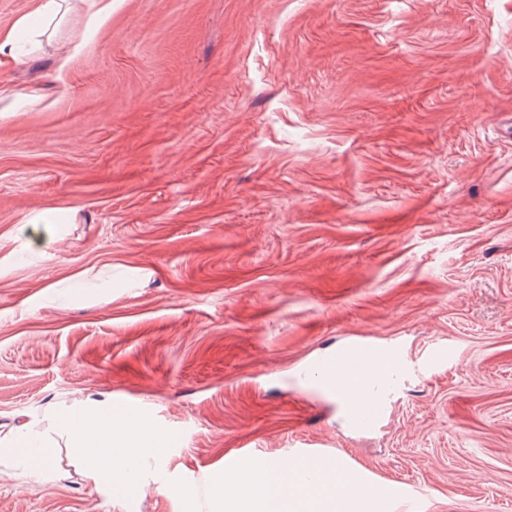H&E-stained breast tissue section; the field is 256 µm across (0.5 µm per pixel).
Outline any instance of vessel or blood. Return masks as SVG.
I'll list each match as a JSON object with an SVG mask.
<instances>
[{"label":"vessel or blood","instance_id":"obj_1","mask_svg":"<svg viewBox=\"0 0 512 512\" xmlns=\"http://www.w3.org/2000/svg\"><path fill=\"white\" fill-rule=\"evenodd\" d=\"M307 370L321 379L328 391L358 390L360 399L350 414V421L372 427L381 415L380 392L409 372L410 366L400 352H388L372 343L352 341L336 354L314 359Z\"/></svg>","mask_w":512,"mask_h":512}]
</instances>
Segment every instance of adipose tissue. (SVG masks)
<instances>
[{"mask_svg": "<svg viewBox=\"0 0 512 512\" xmlns=\"http://www.w3.org/2000/svg\"><path fill=\"white\" fill-rule=\"evenodd\" d=\"M66 0H37L35 9L19 18L13 28L0 32V87L9 81L10 68L24 60L17 43L19 31L40 37L65 20ZM71 445L83 456L86 472L95 484L128 489L136 484L138 463L155 446L149 428L138 419H124L115 428L110 411L82 409L56 418ZM0 453L11 457L19 476L51 481L48 444L27 434L0 440ZM321 475L317 495L303 492L295 465L272 459L246 461L239 470L238 489L225 496L224 512H372L374 495L362 494L340 473L339 464L316 463Z\"/></svg>", "mask_w": 512, "mask_h": 512, "instance_id": "adipose-tissue-1", "label": "adipose tissue"}]
</instances>
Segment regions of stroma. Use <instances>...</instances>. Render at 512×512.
<instances>
[{
  "label": "stroma",
  "instance_id": "1",
  "mask_svg": "<svg viewBox=\"0 0 512 512\" xmlns=\"http://www.w3.org/2000/svg\"><path fill=\"white\" fill-rule=\"evenodd\" d=\"M89 19L0 95V439L55 450L0 512H221L226 458L313 448L376 512H512V0ZM358 339L436 358L370 430L304 374ZM122 401L159 450L117 493L53 417Z\"/></svg>",
  "mask_w": 512,
  "mask_h": 512
}]
</instances>
